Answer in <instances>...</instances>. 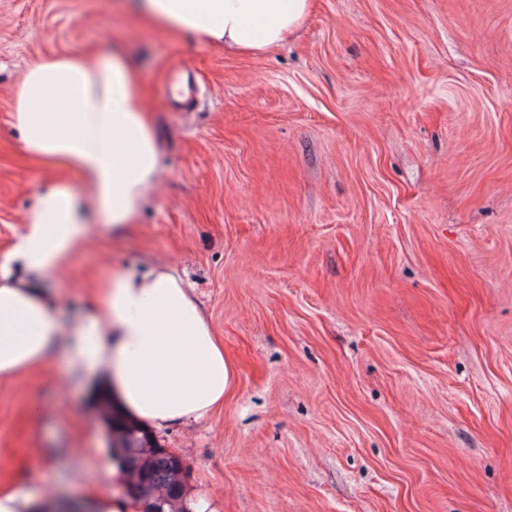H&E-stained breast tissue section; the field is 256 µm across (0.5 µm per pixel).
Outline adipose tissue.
I'll return each instance as SVG.
<instances>
[{
    "instance_id": "adipose-tissue-1",
    "label": "adipose tissue",
    "mask_w": 512,
    "mask_h": 512,
    "mask_svg": "<svg viewBox=\"0 0 512 512\" xmlns=\"http://www.w3.org/2000/svg\"><path fill=\"white\" fill-rule=\"evenodd\" d=\"M146 29L250 53L288 41L313 0H114ZM24 152L42 165L21 230L0 256V378L44 368L64 350L68 372L100 380L153 426L224 407L233 368L190 288L163 266L121 270L89 294L90 311L64 324L43 288L13 265L53 276L83 251L91 212L127 229L161 173L162 144L141 72L128 52L74 50L23 70L10 113Z\"/></svg>"
}]
</instances>
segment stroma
Masks as SVG:
<instances>
[{"mask_svg": "<svg viewBox=\"0 0 512 512\" xmlns=\"http://www.w3.org/2000/svg\"><path fill=\"white\" fill-rule=\"evenodd\" d=\"M119 35L163 171L43 286L69 323L115 271L192 284L235 368L223 412L154 430L195 512H512V0H314L254 54L112 0H0V252L44 176L10 126L21 71ZM101 424L62 351L0 379V490L120 496Z\"/></svg>", "mask_w": 512, "mask_h": 512, "instance_id": "1", "label": "stroma"}]
</instances>
